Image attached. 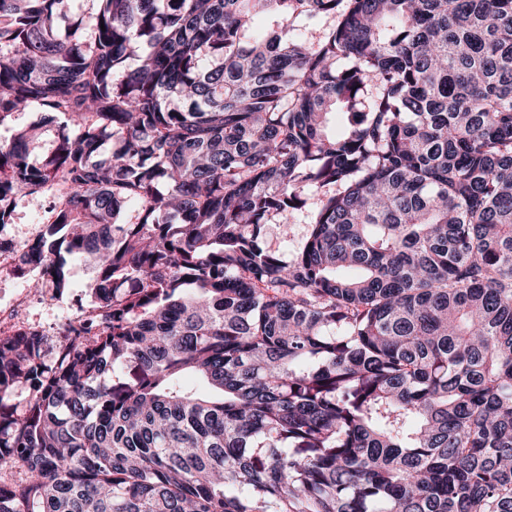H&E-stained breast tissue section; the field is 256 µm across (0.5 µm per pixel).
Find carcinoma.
I'll return each instance as SVG.
<instances>
[{"label": "carcinoma", "instance_id": "cac0c4a2", "mask_svg": "<svg viewBox=\"0 0 512 512\" xmlns=\"http://www.w3.org/2000/svg\"><path fill=\"white\" fill-rule=\"evenodd\" d=\"M67 2L0 0V225L98 318L0 337V512H512V0ZM36 121L33 112H16L4 122L0 123V143L9 142L17 130ZM51 199L46 196H27L20 200L15 208L10 224H3L0 229V271L12 272L13 274L20 271L21 278L24 276L34 277L41 275V269L36 266H22L20 264V256L22 253V245L29 239L38 234L34 226H28L24 236L13 235L8 228L12 224H40L47 220V211L51 205ZM51 213L50 211H48ZM318 204L317 196L310 195L307 204L300 210L293 213L291 221L293 222V233L288 239L280 234L279 224H268L265 227V244L272 248L285 250L288 240V251L292 244L300 243L306 236L308 224L311 222V215L316 210Z\"/></svg>", "mask_w": 512, "mask_h": 512}]
</instances>
